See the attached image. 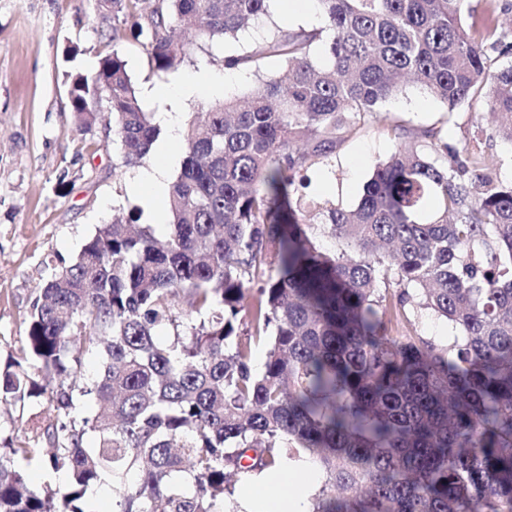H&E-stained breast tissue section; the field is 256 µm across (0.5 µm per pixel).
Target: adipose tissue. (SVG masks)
<instances>
[{"label": "adipose tissue", "instance_id": "ef3b65f1", "mask_svg": "<svg viewBox=\"0 0 512 512\" xmlns=\"http://www.w3.org/2000/svg\"><path fill=\"white\" fill-rule=\"evenodd\" d=\"M217 83L205 71L190 73L169 88L148 90L160 105L158 118L171 130H178L180 104L193 96L212 92ZM314 461L304 457L284 465L279 471L245 480L241 496L247 512H306L309 497L318 482Z\"/></svg>", "mask_w": 512, "mask_h": 512}]
</instances>
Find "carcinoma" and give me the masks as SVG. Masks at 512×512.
<instances>
[{
  "label": "carcinoma",
  "mask_w": 512,
  "mask_h": 512,
  "mask_svg": "<svg viewBox=\"0 0 512 512\" xmlns=\"http://www.w3.org/2000/svg\"><path fill=\"white\" fill-rule=\"evenodd\" d=\"M89 2L112 20V52L75 78L70 104L88 133L106 100L125 166L159 136L119 50L127 32L171 72L270 5ZM481 2L317 0L319 25L224 54L256 84L185 131L164 238L133 212L101 225L46 282L0 369V401L54 404L39 462L68 474L30 487L19 460L32 449L4 448L0 512H90L88 491L109 481L112 512H237L232 479L300 453L320 467L312 512H512V183L446 133L405 142L394 125L400 143L355 208L296 195L404 77L450 114L482 104L490 137L512 145V0ZM312 211L346 249L317 245ZM415 306L463 342L391 335ZM87 355L100 359L90 377Z\"/></svg>",
  "instance_id": "cac0c4a2"
}]
</instances>
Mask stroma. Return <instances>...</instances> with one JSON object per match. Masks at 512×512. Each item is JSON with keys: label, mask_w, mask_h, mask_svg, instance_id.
<instances>
[{"label": "stroma", "mask_w": 512, "mask_h": 512, "mask_svg": "<svg viewBox=\"0 0 512 512\" xmlns=\"http://www.w3.org/2000/svg\"><path fill=\"white\" fill-rule=\"evenodd\" d=\"M318 22L309 0H274L270 17L255 21L240 42H262L274 23L294 29ZM111 33V21L99 18L89 0H0V365L24 344L30 305L55 263L70 261L99 225L132 208H140L141 223L154 221L133 187L139 167L121 166L116 148L88 149L89 140H104L105 126L80 133L71 110L73 79L111 51ZM121 52L137 89L174 82V75L151 68L141 41L128 40ZM443 121L459 144L493 159L501 179L512 178V146L489 139L483 115L468 108L446 114L425 89L410 83L385 103L381 117H366L335 158L313 173L310 194L356 207L375 165L397 146L392 125L415 133ZM394 333L417 334L443 349L458 331L430 312L412 310ZM52 417L44 399L0 403V440Z\"/></svg>", "instance_id": "stroma-1"}]
</instances>
